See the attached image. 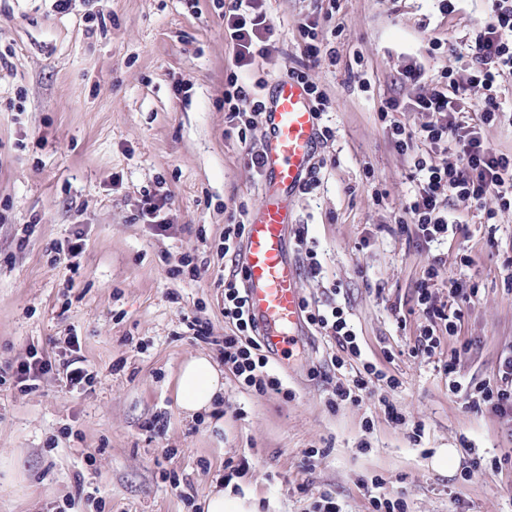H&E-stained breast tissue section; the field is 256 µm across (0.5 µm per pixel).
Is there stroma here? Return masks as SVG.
<instances>
[{
    "instance_id": "1",
    "label": "stroma",
    "mask_w": 512,
    "mask_h": 512,
    "mask_svg": "<svg viewBox=\"0 0 512 512\" xmlns=\"http://www.w3.org/2000/svg\"><path fill=\"white\" fill-rule=\"evenodd\" d=\"M101 7L99 23L85 0L66 13L53 0H0V368L32 351L60 365L73 333L96 375L77 390L53 373L31 392L0 385V453L16 456L26 476L19 486L0 472V512H197L226 476L253 512H313L326 491L344 512H371L375 477L408 512H512L511 470L462 474L467 448L512 450V418L473 411L449 391L441 362L457 339L443 338L429 357L411 352L424 323L416 284L441 252L435 296L448 301L452 279L477 291L460 336L473 346L457 371L493 379L512 349V211L491 226L480 206L453 200L461 233L428 250L409 243L396 228L413 161L377 115L381 99L412 97L401 81L409 61L431 75L466 74L469 58L451 50L474 40L489 0H459L452 14L438 0H263L279 47L259 64L267 81L300 60L304 18L320 17V39L340 51L339 62L324 54L310 70L330 97L322 122L335 136L318 144L320 187L290 206L289 237L313 241L322 265L317 275L301 270L300 292L345 307L364 357L401 385L330 408L336 350L313 331L282 372L294 399L245 391L228 374L218 405L195 417L178 406L176 378L191 356L218 359L216 340L230 331L222 281L237 264L217 247L230 212L262 204V184L224 121L233 49L214 0ZM498 100L500 116L483 134L510 153L512 74ZM147 189L167 197L166 232L139 217ZM77 233L79 255L56 252ZM460 252L471 265L457 263ZM185 255L198 277L172 276ZM187 315L207 322L211 339L194 337ZM388 402L405 424L387 419ZM415 423L424 427L417 441ZM308 448L326 451L311 468Z\"/></svg>"
}]
</instances>
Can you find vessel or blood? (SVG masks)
<instances>
[{"instance_id":"b4317fda","label":"vessel or blood","mask_w":512,"mask_h":512,"mask_svg":"<svg viewBox=\"0 0 512 512\" xmlns=\"http://www.w3.org/2000/svg\"><path fill=\"white\" fill-rule=\"evenodd\" d=\"M274 87L262 117L265 185L263 202L248 224L244 282L262 342L281 358L308 333L287 231L289 205L313 164L318 121L301 83L283 76Z\"/></svg>"}]
</instances>
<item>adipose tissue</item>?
<instances>
[{"mask_svg": "<svg viewBox=\"0 0 512 512\" xmlns=\"http://www.w3.org/2000/svg\"><path fill=\"white\" fill-rule=\"evenodd\" d=\"M223 391L222 374L209 357L199 355L183 364L178 377L177 398L187 414L211 411Z\"/></svg>", "mask_w": 512, "mask_h": 512, "instance_id": "obj_1", "label": "adipose tissue"}]
</instances>
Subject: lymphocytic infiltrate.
I'll list each match as a JSON object with an SVG mask.
<instances>
[{"label": "lymphocytic infiltrate", "mask_w": 512, "mask_h": 512, "mask_svg": "<svg viewBox=\"0 0 512 512\" xmlns=\"http://www.w3.org/2000/svg\"><path fill=\"white\" fill-rule=\"evenodd\" d=\"M491 2L487 21L467 47L472 64L465 80H458L449 68L429 75L421 65L408 64L404 78L415 88V96L407 102L396 97L385 98L378 110L394 149L414 158L415 189L403 206L405 217L398 228L409 241L422 248L444 243L459 230V221L448 211L450 199L483 206L489 220L495 219L499 211L512 209V153L493 149L483 137L484 126L498 118L499 79L512 74V0ZM217 6L223 11L224 37L234 51L235 69L224 81L225 117L240 142L246 143L265 109L258 97L263 82L252 79L251 73L257 60L267 58L274 51L277 31L260 0H218ZM300 34L302 59L288 67L286 74L307 88L315 112L322 113L329 108L330 99L309 74L320 53L325 51L319 45L317 21L302 22ZM325 52L331 60H338L337 48ZM473 89L483 93L481 109L474 118L469 115L467 97ZM407 110L425 113L426 122L414 129L397 120V113ZM422 145L433 150L452 149L455 159L442 164L430 163L418 152ZM445 265L443 257L433 256L416 286V305L425 324L416 337L413 353L431 354L440 346L442 336L458 335L461 329V308L453 309L437 302L432 292ZM304 313L309 325L340 348V356L331 360L334 367L343 368L349 358L357 362L347 377L334 384L328 398L330 407L361 402L364 396L383 387H398L394 375L363 359L357 334L342 307L308 304ZM224 321L230 325L231 332L219 343L220 359L239 387L291 399L292 391L269 365L247 314L244 284L235 274L224 280ZM471 348V341L462 342L443 364L444 374L452 378L451 391L465 393L470 408L485 407L499 416L512 418V350L501 354L494 382L472 388L454 378L461 354Z\"/></svg>", "instance_id": "1"}]
</instances>
